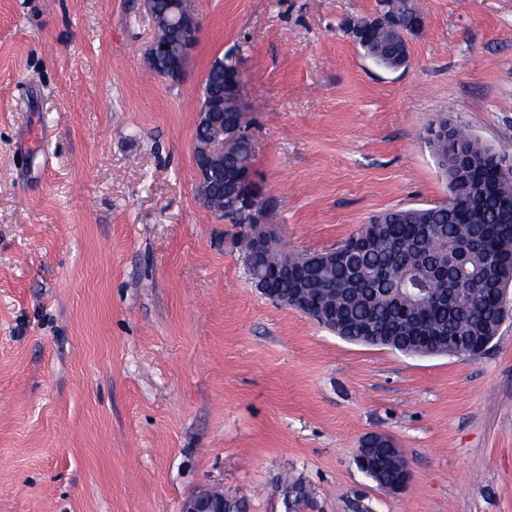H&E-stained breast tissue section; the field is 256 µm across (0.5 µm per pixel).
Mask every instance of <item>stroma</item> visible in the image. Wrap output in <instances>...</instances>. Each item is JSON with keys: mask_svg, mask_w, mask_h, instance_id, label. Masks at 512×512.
Wrapping results in <instances>:
<instances>
[{"mask_svg": "<svg viewBox=\"0 0 512 512\" xmlns=\"http://www.w3.org/2000/svg\"><path fill=\"white\" fill-rule=\"evenodd\" d=\"M384 0H198L180 82L144 0H0V512H512V314L485 355L341 340L264 297L196 193L211 65L236 63L253 171L293 252L446 201L426 129L512 155V0H409L390 72L344 30ZM390 436L393 494L356 463ZM380 451H385L383 457L379 455ZM386 458H401L403 460L400 477L391 483L384 482L393 481L399 476V466L395 463H390ZM379 459L384 460L380 464V469L373 474V478L377 483H382L380 486L387 491L397 492L403 490L410 481L411 472L408 461L400 453V448H397L393 441L385 435L373 434L367 436L362 440L360 448L357 450L356 460L359 468L363 471ZM224 500V512H239L225 500L224 490L218 486L201 489L183 502L182 512H215L219 502Z\"/></svg>", "mask_w": 512, "mask_h": 512, "instance_id": "35a3bbf8", "label": "stroma"}]
</instances>
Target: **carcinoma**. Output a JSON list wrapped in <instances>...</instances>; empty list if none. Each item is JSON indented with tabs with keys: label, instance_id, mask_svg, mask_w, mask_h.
Listing matches in <instances>:
<instances>
[{
	"label": "carcinoma",
	"instance_id": "1",
	"mask_svg": "<svg viewBox=\"0 0 512 512\" xmlns=\"http://www.w3.org/2000/svg\"><path fill=\"white\" fill-rule=\"evenodd\" d=\"M359 47L376 65L390 68L393 49L387 36L368 27ZM236 67L230 57L224 65L212 64L204 84L214 93H224V73ZM224 126L247 130L249 122L237 103L224 100ZM457 141L476 155L489 154L465 128H455ZM440 170L448 172L451 201L427 208L388 211L336 247L340 259L329 268L311 262L308 254L295 253L283 260L276 251L259 252L245 232L238 244L247 265L259 269L266 279L271 298L287 306L296 290L306 288L309 309L315 313L336 305V323L325 327L336 330L341 338L365 342L373 329L394 340L391 349L405 352L403 343L414 331L421 336H457L492 341L498 327V289L512 284V212L504 209L512 203V179H504L494 166L479 172L486 192L476 194L468 177H455L453 152L448 141L439 137L429 142ZM207 206L224 211L234 224L252 223V212L238 197L227 193L224 184L213 190ZM466 236L482 250L468 255L459 270H448V280L463 288L457 301L441 306L431 297L413 296L411 302L395 303L388 295L392 288H410L421 281L426 288H437L436 265L448 249V243ZM399 476V466L382 460L373 478L389 482Z\"/></svg>",
	"mask_w": 512,
	"mask_h": 512
}]
</instances>
